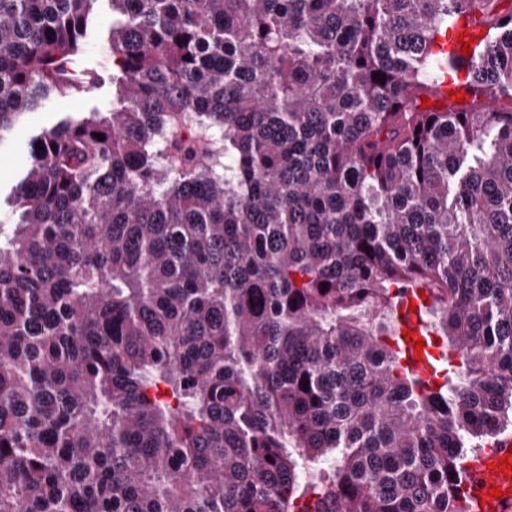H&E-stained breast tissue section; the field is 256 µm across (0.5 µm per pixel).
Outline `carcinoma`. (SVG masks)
I'll list each match as a JSON object with an SVG mask.
<instances>
[{"label":"carcinoma","mask_w":512,"mask_h":512,"mask_svg":"<svg viewBox=\"0 0 512 512\" xmlns=\"http://www.w3.org/2000/svg\"><path fill=\"white\" fill-rule=\"evenodd\" d=\"M97 2L0 0V140L90 87ZM109 2L112 105L33 137L0 224V512H471L512 425V10ZM461 14L469 100L423 109ZM417 286L436 388L393 345Z\"/></svg>","instance_id":"cac0c4a2"}]
</instances>
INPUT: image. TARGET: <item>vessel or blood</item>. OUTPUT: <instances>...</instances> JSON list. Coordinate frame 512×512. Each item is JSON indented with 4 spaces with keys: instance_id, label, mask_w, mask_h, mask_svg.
Returning a JSON list of instances; mask_svg holds the SVG:
<instances>
[{
    "instance_id": "obj_1",
    "label": "vessel or blood",
    "mask_w": 512,
    "mask_h": 512,
    "mask_svg": "<svg viewBox=\"0 0 512 512\" xmlns=\"http://www.w3.org/2000/svg\"><path fill=\"white\" fill-rule=\"evenodd\" d=\"M468 34L469 38H477L480 34L478 27L471 24L467 17H460L455 25L454 31L450 34L448 42L444 47L445 52L460 54L461 45L459 38L461 34ZM422 298L418 289L408 290L400 308V330H408L413 334L410 341L404 342L406 351H413L414 341H423V357L419 360H412L411 365L417 369H428L427 359L435 355L439 344L433 336L428 325L422 320L420 313L411 311V304L421 303ZM512 459V436L500 440L496 447L488 449L484 454L469 464L468 477L462 486L463 492L472 500L474 512H512V478L506 473L497 472L495 464L501 463L503 458ZM503 489L502 498L496 499L488 494L489 488Z\"/></svg>"
}]
</instances>
